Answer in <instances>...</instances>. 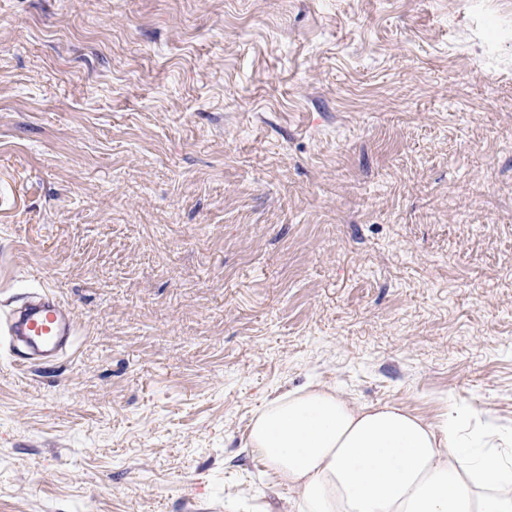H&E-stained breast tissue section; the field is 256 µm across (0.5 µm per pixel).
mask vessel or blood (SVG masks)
Returning a JSON list of instances; mask_svg holds the SVG:
<instances>
[{
	"label": "vessel or blood",
	"instance_id": "1",
	"mask_svg": "<svg viewBox=\"0 0 512 512\" xmlns=\"http://www.w3.org/2000/svg\"><path fill=\"white\" fill-rule=\"evenodd\" d=\"M76 331L70 309L52 292L41 289L9 312L5 334L10 342L24 343L32 356L50 360L71 344Z\"/></svg>",
	"mask_w": 512,
	"mask_h": 512
}]
</instances>
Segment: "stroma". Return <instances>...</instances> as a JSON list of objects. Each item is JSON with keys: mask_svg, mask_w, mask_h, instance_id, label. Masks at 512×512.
<instances>
[{"mask_svg": "<svg viewBox=\"0 0 512 512\" xmlns=\"http://www.w3.org/2000/svg\"><path fill=\"white\" fill-rule=\"evenodd\" d=\"M512 0H0V512H267L310 382L512 425ZM76 321L69 308L52 292L41 289L7 316L4 336L22 342L37 359L57 357L76 335Z\"/></svg>", "mask_w": 512, "mask_h": 512, "instance_id": "35a3bbf8", "label": "stroma"}]
</instances>
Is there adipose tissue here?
I'll return each instance as SVG.
<instances>
[{
    "mask_svg": "<svg viewBox=\"0 0 512 512\" xmlns=\"http://www.w3.org/2000/svg\"><path fill=\"white\" fill-rule=\"evenodd\" d=\"M246 446L295 512H512V428L463 401L426 420L311 382L263 404Z\"/></svg>",
    "mask_w": 512,
    "mask_h": 512,
    "instance_id": "1",
    "label": "adipose tissue"
}]
</instances>
